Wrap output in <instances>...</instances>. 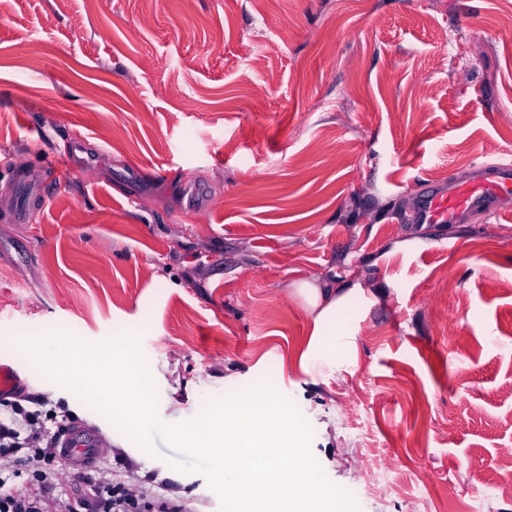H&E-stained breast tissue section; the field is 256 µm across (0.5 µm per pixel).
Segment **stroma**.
<instances>
[{"mask_svg": "<svg viewBox=\"0 0 512 512\" xmlns=\"http://www.w3.org/2000/svg\"><path fill=\"white\" fill-rule=\"evenodd\" d=\"M505 159L512 0H7L0 351L145 317L163 421L278 369L359 512H512V211L414 219L432 183ZM351 271L356 356L305 373L294 285ZM40 395L109 434V479L221 512L44 373L9 398ZM394 451L404 495L360 492L359 454Z\"/></svg>", "mask_w": 512, "mask_h": 512, "instance_id": "35a3bbf8", "label": "stroma"}]
</instances>
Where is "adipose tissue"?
I'll return each mask as SVG.
<instances>
[{
    "instance_id": "ef3b65f1",
    "label": "adipose tissue",
    "mask_w": 512,
    "mask_h": 512,
    "mask_svg": "<svg viewBox=\"0 0 512 512\" xmlns=\"http://www.w3.org/2000/svg\"><path fill=\"white\" fill-rule=\"evenodd\" d=\"M294 293L312 320L310 341L300 358L302 370L308 373L318 365H335L353 346V334L343 315L355 301L365 298V288L353 280L337 287L305 280L296 283Z\"/></svg>"
}]
</instances>
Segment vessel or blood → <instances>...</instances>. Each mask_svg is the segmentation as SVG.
<instances>
[{
	"instance_id": "b4317fda",
	"label": "vessel or blood",
	"mask_w": 512,
	"mask_h": 512,
	"mask_svg": "<svg viewBox=\"0 0 512 512\" xmlns=\"http://www.w3.org/2000/svg\"><path fill=\"white\" fill-rule=\"evenodd\" d=\"M485 176L476 185L448 182L423 195L417 218L424 224H455L475 211L497 212L512 207V161L484 165ZM19 365L8 356L0 357V393L12 392L26 383ZM109 436L83 423L74 424L59 440L63 459L70 467L82 469L96 461Z\"/></svg>"
}]
</instances>
